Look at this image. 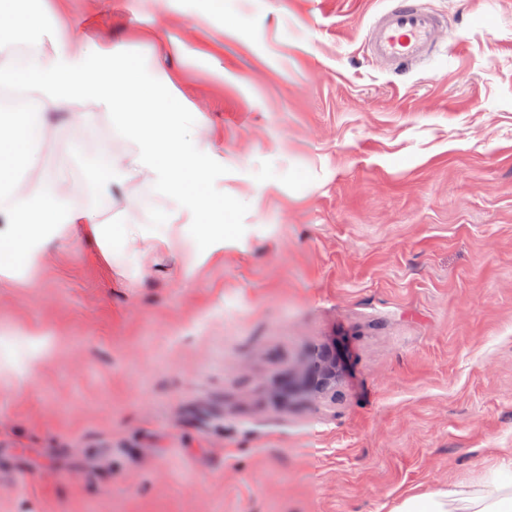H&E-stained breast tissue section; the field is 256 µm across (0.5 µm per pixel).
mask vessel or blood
Returning <instances> with one entry per match:
<instances>
[{"mask_svg": "<svg viewBox=\"0 0 512 512\" xmlns=\"http://www.w3.org/2000/svg\"><path fill=\"white\" fill-rule=\"evenodd\" d=\"M441 29L438 16L418 0H390L370 28L368 49L372 58L395 73L427 61Z\"/></svg>", "mask_w": 512, "mask_h": 512, "instance_id": "vessel-or-blood-1", "label": "vessel or blood"}]
</instances>
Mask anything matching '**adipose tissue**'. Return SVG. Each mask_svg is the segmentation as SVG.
I'll return each mask as SVG.
<instances>
[{
	"instance_id": "ef3b65f1",
	"label": "adipose tissue",
	"mask_w": 512,
	"mask_h": 512,
	"mask_svg": "<svg viewBox=\"0 0 512 512\" xmlns=\"http://www.w3.org/2000/svg\"><path fill=\"white\" fill-rule=\"evenodd\" d=\"M69 29L59 25L47 38L29 42L24 65L0 52V84L23 87L27 98L12 111L0 114V274L11 275L34 268L45 245L84 235L96 242L107 260L133 261L138 255L136 235L116 237L111 223L97 213L78 208L75 189L61 188L45 178L28 190H19L22 179L36 166L35 146L44 132L45 105L63 110L74 103L88 104L74 112L72 121L83 126L97 113L109 116L115 133L131 146L134 164L173 200L183 224H172L160 214L163 225L157 245L169 248L181 242L191 254L198 244L219 238L216 225L200 218L202 198L189 186L184 171L201 174L196 147L182 136L186 125L199 119L166 79L149 82L138 65L114 66L112 52L96 43L69 49ZM493 491L459 486L406 498L393 512H512V450L504 451L490 470Z\"/></svg>"
}]
</instances>
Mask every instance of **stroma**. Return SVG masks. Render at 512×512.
I'll return each mask as SVG.
<instances>
[{
	"mask_svg": "<svg viewBox=\"0 0 512 512\" xmlns=\"http://www.w3.org/2000/svg\"><path fill=\"white\" fill-rule=\"evenodd\" d=\"M429 61L373 62L388 0H36L203 115L224 245L0 275V512H390L512 448V0H426ZM118 164L97 189L95 151ZM38 168L155 233L107 116L45 111ZM345 361L284 397L320 349Z\"/></svg>",
	"mask_w": 512,
	"mask_h": 512,
	"instance_id": "obj_1",
	"label": "stroma"
}]
</instances>
